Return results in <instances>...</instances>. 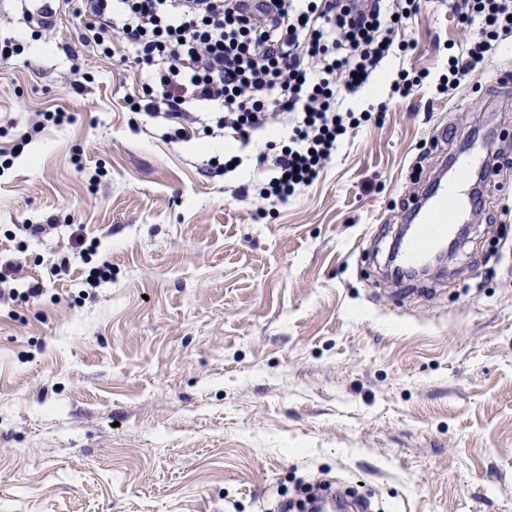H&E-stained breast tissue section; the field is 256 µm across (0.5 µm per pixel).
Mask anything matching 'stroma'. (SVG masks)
I'll return each instance as SVG.
<instances>
[{"mask_svg":"<svg viewBox=\"0 0 512 512\" xmlns=\"http://www.w3.org/2000/svg\"><path fill=\"white\" fill-rule=\"evenodd\" d=\"M41 5L0 0V39L23 44L0 57V150L32 134L0 169V259L12 287L43 286L0 300V512H273L317 476L394 512H512V37L440 95L470 33L424 0L416 51L350 101L388 110L313 185L262 207L275 131L208 136L213 108L192 103L196 135L172 139L125 100L150 79L133 49L83 47L77 0L39 36ZM404 65L428 77L389 101ZM470 131L506 151L484 211L447 274L392 281L411 195ZM76 231L97 244L88 260L70 253ZM103 261L111 282L87 287Z\"/></svg>","mask_w":512,"mask_h":512,"instance_id":"obj_1","label":"stroma"}]
</instances>
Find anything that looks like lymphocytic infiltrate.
Listing matches in <instances>:
<instances>
[{
    "mask_svg": "<svg viewBox=\"0 0 512 512\" xmlns=\"http://www.w3.org/2000/svg\"><path fill=\"white\" fill-rule=\"evenodd\" d=\"M120 28L133 62L152 82L131 107L183 126L189 102L212 105L217 131L248 142L251 133L288 122V142L276 152L261 197L287 202L311 186L340 139L360 120L339 103L365 88L383 63L413 48L400 38L422 0H122ZM463 27L477 26L464 56H449L439 93L455 95L499 41L512 36V0H450ZM112 0H80L83 46L112 55Z\"/></svg>",
    "mask_w": 512,
    "mask_h": 512,
    "instance_id": "f902f5d3",
    "label": "lymphocytic infiltrate"
}]
</instances>
